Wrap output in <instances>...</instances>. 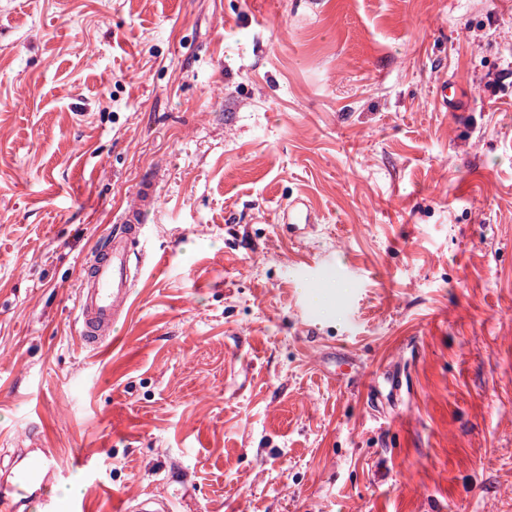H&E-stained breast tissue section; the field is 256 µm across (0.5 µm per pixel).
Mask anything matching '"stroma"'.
Here are the masks:
<instances>
[{
	"label": "stroma",
	"mask_w": 512,
	"mask_h": 512,
	"mask_svg": "<svg viewBox=\"0 0 512 512\" xmlns=\"http://www.w3.org/2000/svg\"><path fill=\"white\" fill-rule=\"evenodd\" d=\"M33 422L85 512H512V0H0V470ZM157 205L155 183L141 184L85 266L76 309L81 336L89 349L110 345L116 326L128 316L133 295L130 244L141 236L145 217ZM133 504L130 506V503ZM124 511H135V512H171L173 511L171 502L161 496L149 495L139 498L130 499L125 502V506L122 508Z\"/></svg>",
	"instance_id": "35a3bbf8"
}]
</instances>
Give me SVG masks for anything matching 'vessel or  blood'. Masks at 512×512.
I'll use <instances>...</instances> for the list:
<instances>
[{
    "label": "vessel or blood",
    "mask_w": 512,
    "mask_h": 512,
    "mask_svg": "<svg viewBox=\"0 0 512 512\" xmlns=\"http://www.w3.org/2000/svg\"><path fill=\"white\" fill-rule=\"evenodd\" d=\"M158 205L156 185L141 184L116 224L85 266L76 309L87 348L111 344L116 326L126 319L133 295L131 243L143 232L145 217ZM44 433H29L17 446L19 468L0 476V512H20L36 498L45 479L59 471L56 455L46 449Z\"/></svg>",
    "instance_id": "obj_1"
}]
</instances>
